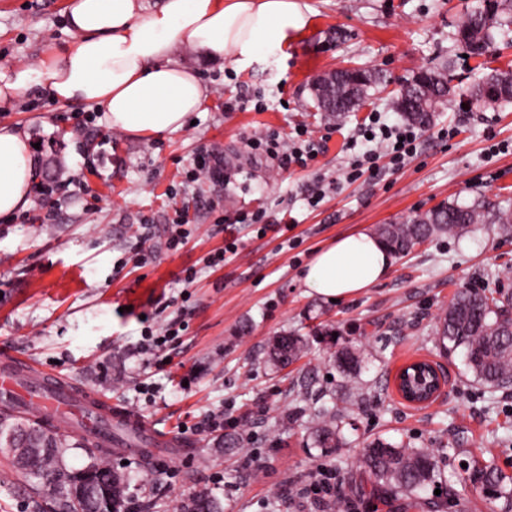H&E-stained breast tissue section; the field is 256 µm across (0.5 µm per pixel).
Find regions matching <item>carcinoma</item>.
<instances>
[{"instance_id":"obj_1","label":"carcinoma","mask_w":512,"mask_h":512,"mask_svg":"<svg viewBox=\"0 0 512 512\" xmlns=\"http://www.w3.org/2000/svg\"><path fill=\"white\" fill-rule=\"evenodd\" d=\"M512 24V0H478L457 28L459 40L473 56L497 52L493 30ZM388 82L379 70L341 69L335 75L318 80L322 91L315 93L314 104L319 112L342 114L358 110L370 98V91ZM451 93L448 63L439 61L422 68L413 79L402 86L394 108L406 119L427 127L435 112ZM475 103L505 107L512 104V69L493 70L479 76L466 90ZM486 223L480 205L460 206L442 204L403 224H384L380 237L396 254H404L416 244L440 234H457L475 224ZM512 291L502 288L486 294L470 288H460L438 318L437 334L448 351L462 349L474 382L494 392L512 388ZM304 347L301 337L285 334L279 345L270 349V358L286 366L297 358ZM11 414L0 413V436H7L24 428L50 439L52 448L28 453L26 463L19 466L30 477L53 487L58 493L54 505L67 512H97L103 502L102 483L112 475V466L100 449L90 455L84 471L91 476L86 492L78 493L68 483L71 470L66 467L64 454L68 444L54 430L40 424L22 426L11 423ZM336 414L319 409L312 418L316 442L324 451L336 447L338 440ZM361 478V489L388 486L396 492L415 497L419 491L441 477L435 453L428 448L396 446L382 440L363 449L355 463ZM491 496L512 507V486L504 482L498 470L490 465L476 467L469 476ZM180 512H218V507L207 493L195 495Z\"/></svg>"}]
</instances>
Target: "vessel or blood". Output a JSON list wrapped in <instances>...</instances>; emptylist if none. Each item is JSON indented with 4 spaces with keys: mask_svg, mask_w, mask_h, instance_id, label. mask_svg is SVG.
<instances>
[{
    "mask_svg": "<svg viewBox=\"0 0 512 512\" xmlns=\"http://www.w3.org/2000/svg\"><path fill=\"white\" fill-rule=\"evenodd\" d=\"M21 405L34 419L55 428L80 425L82 434L105 447L124 448L123 434L138 436L153 455L169 454L182 438L160 432L140 416L67 377L43 371L32 360L0 356V403Z\"/></svg>",
    "mask_w": 512,
    "mask_h": 512,
    "instance_id": "vessel-or-blood-1",
    "label": "vessel or blood"
}]
</instances>
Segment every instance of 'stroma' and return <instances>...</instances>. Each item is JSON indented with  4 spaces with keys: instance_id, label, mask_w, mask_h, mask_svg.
I'll return each instance as SVG.
<instances>
[{
    "instance_id": "obj_1",
    "label": "stroma",
    "mask_w": 512,
    "mask_h": 512,
    "mask_svg": "<svg viewBox=\"0 0 512 512\" xmlns=\"http://www.w3.org/2000/svg\"><path fill=\"white\" fill-rule=\"evenodd\" d=\"M310 22L284 52L245 68L211 61L183 45L175 57L198 71L208 102L194 121L159 138L110 129L106 115L63 102L43 88L0 105V124L23 127L31 143L35 183L69 182L46 208L31 194L27 209L0 218V351L22 354L134 410L154 428L182 432L186 444L145 464L138 453L109 455L127 483L134 512H177L199 490L221 512H502V501L468 481V466L491 464L512 478V389L494 393L475 383L462 351L444 350L439 315L460 288L491 291L512 277V236L477 224L440 235L394 257L388 275L358 296L332 302L308 294L303 273L314 253L337 237L400 224L444 204H485L512 210V105L468 103L477 59L455 38L476 0H303ZM66 0H0V66H38L72 41ZM447 61L457 94L426 132L417 155L397 172L346 182L347 142L365 110L400 120L393 101L420 68ZM383 70L385 85L365 110L330 117L313 107L315 80L343 67ZM263 96L267 111L228 112L225 102ZM92 118L84 136L73 128ZM330 131L308 169L277 167L252 154L249 138L274 128ZM457 127L450 140L439 127ZM508 152L491 157V142ZM224 158L226 185L191 181L199 147ZM335 182L317 209L304 203L317 182ZM266 210L272 220L296 219L300 245L282 248L274 233H238V255L221 268L205 260L224 246L217 221ZM187 219L189 243L170 251L169 227ZM147 234L146 252L134 245ZM192 283H185L187 271ZM175 320L182 336L159 354L142 352L143 316ZM294 333L305 355L284 368L268 349ZM360 363L344 371L337 350ZM442 364L449 384L431 406L403 404L393 377L408 360ZM189 387H182L184 376ZM154 395L141 394L143 381ZM340 416L343 442L327 453L312 434L310 412L321 405ZM223 411L222 435L195 431L210 411ZM432 449L442 477L422 499L361 495L349 464L374 439ZM331 469L340 503L319 506L300 488L318 467ZM32 481L0 447V512H35Z\"/></svg>"
}]
</instances>
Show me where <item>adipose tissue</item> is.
Wrapping results in <instances>:
<instances>
[{
	"label": "adipose tissue",
	"mask_w": 512,
	"mask_h": 512,
	"mask_svg": "<svg viewBox=\"0 0 512 512\" xmlns=\"http://www.w3.org/2000/svg\"><path fill=\"white\" fill-rule=\"evenodd\" d=\"M65 14L74 41L40 69L0 67V105L43 85L55 99L101 108L109 126L138 138L182 128L207 98L198 73L176 60L178 46L246 67L308 23L299 0H67ZM34 167L25 131L1 125L0 217L29 205ZM391 265L380 239L357 232L318 250L303 284L309 294L348 299Z\"/></svg>",
	"instance_id": "adipose-tissue-1"
}]
</instances>
